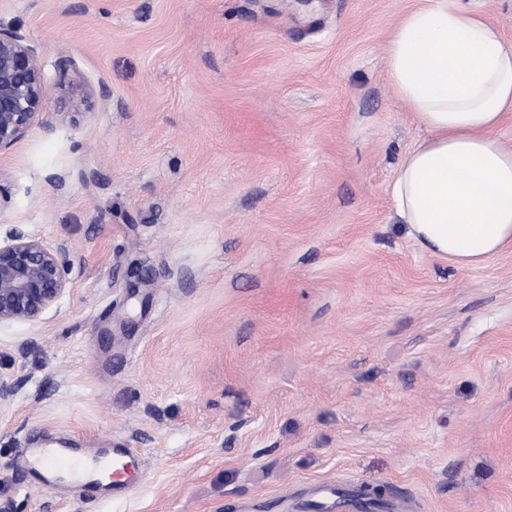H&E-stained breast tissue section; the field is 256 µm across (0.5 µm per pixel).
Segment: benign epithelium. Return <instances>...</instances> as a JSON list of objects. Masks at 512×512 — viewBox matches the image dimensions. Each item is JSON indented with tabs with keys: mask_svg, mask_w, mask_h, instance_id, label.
Segmentation results:
<instances>
[{
	"mask_svg": "<svg viewBox=\"0 0 512 512\" xmlns=\"http://www.w3.org/2000/svg\"><path fill=\"white\" fill-rule=\"evenodd\" d=\"M44 75L34 48L0 31V151L17 143L46 111ZM65 246L14 231L0 243V324L37 322L68 292Z\"/></svg>",
	"mask_w": 512,
	"mask_h": 512,
	"instance_id": "7a95c632",
	"label": "benign epithelium"
}]
</instances>
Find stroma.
Here are the masks:
<instances>
[{"mask_svg":"<svg viewBox=\"0 0 512 512\" xmlns=\"http://www.w3.org/2000/svg\"><path fill=\"white\" fill-rule=\"evenodd\" d=\"M424 0H0L47 110L0 152V240L69 290L0 325V512H224L308 483L512 512V248L425 251L390 185L426 136L389 35ZM120 443L137 491L55 493L30 437Z\"/></svg>","mask_w":512,"mask_h":512,"instance_id":"stroma-1","label":"stroma"}]
</instances>
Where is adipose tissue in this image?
<instances>
[{
    "label": "adipose tissue",
    "instance_id": "adipose-tissue-1",
    "mask_svg": "<svg viewBox=\"0 0 512 512\" xmlns=\"http://www.w3.org/2000/svg\"><path fill=\"white\" fill-rule=\"evenodd\" d=\"M388 79L427 132L390 186L397 215L429 253L475 267L512 246V45L457 0L407 12L387 46Z\"/></svg>",
    "mask_w": 512,
    "mask_h": 512
}]
</instances>
